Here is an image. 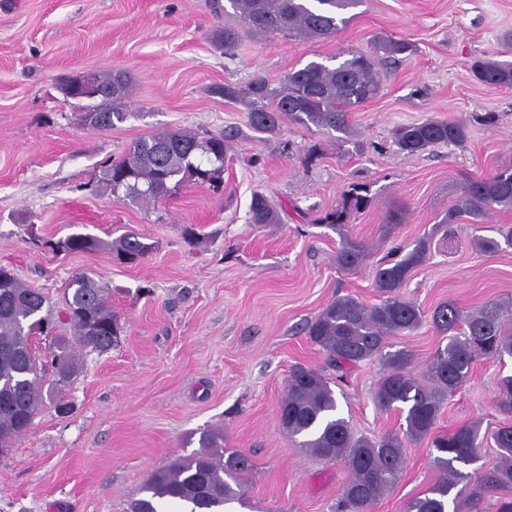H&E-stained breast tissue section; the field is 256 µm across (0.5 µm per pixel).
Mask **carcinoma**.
<instances>
[{
    "label": "carcinoma",
    "instance_id": "1",
    "mask_svg": "<svg viewBox=\"0 0 512 512\" xmlns=\"http://www.w3.org/2000/svg\"><path fill=\"white\" fill-rule=\"evenodd\" d=\"M238 25L224 24L213 33L214 42L233 52L240 39L239 28L253 35L293 34L304 40L327 38L353 16L347 12L362 0H229ZM377 49L389 56L404 54L410 46L403 40L382 39ZM474 76L482 82L512 87V63L477 61ZM100 95L89 99L86 115L79 117L87 128L109 129L121 121L119 111L129 95L126 74L114 70L95 76ZM380 75L370 54L354 55L338 63L310 61L288 73L277 88L256 76L247 83L226 82L217 90L227 101L247 107L248 122L259 134H275L286 120L314 126L319 131L353 134L349 113L374 98ZM462 122L426 119L401 125L395 142L409 154L436 145H459L466 140ZM229 137L203 135L194 129H165L130 144L125 155L103 169L102 187L134 204L166 198L186 183L218 185L223 181L224 156ZM371 199L361 186L344 194L342 203L320 219L343 236L336 255L342 269L358 266L364 246L343 235L352 210L367 208ZM496 208H512V166L481 178L468 179L458 203L448 209L444 223H456L466 214L482 224ZM277 206L263 193L252 194L249 223L278 224ZM502 240L473 236L472 248L495 253L501 245L512 246V228L500 232ZM58 252H106L123 263L145 258L153 245L134 233L111 240L74 232L51 244ZM430 241L419 239L413 248H398L374 270L378 304L369 305L352 295L328 302L306 325V335L324 356L318 368L296 366L288 379L279 405V422L290 436L305 437L302 447L315 456L341 462L349 476L336 499L334 512H374L380 498L394 487L402 473L404 440H431L433 458L441 476L423 495L406 502L404 512H485L488 497H495L494 512H512V424L497 427L491 439L498 462L475 480L467 479L455 464L474 461L480 447L481 424L471 422L446 432L434 431L445 400L468 380L473 364L480 360L512 358V309L496 302L464 311L454 301L439 303L425 312L404 298L400 290L415 268L423 264ZM429 322L448 343L436 350L426 381L412 374V354L404 349L384 353L390 336L404 335ZM69 333L57 332V324ZM122 327L105 288L91 272L73 275L64 293V307L52 313L46 294L21 282L13 272L0 267V448H10L31 426L44 404L43 384L52 376L55 388L78 373L82 351L106 354L118 343ZM52 337L44 357L35 355L31 336ZM382 360L385 373L374 394L381 409L396 408L405 414V438L397 434L358 436L345 418L336 415L333 381H342L359 364ZM497 404L512 412V375L499 380ZM252 460L238 451L224 449V437L209 432L200 438V450L152 472L135 500L131 512H229L241 502L240 487L253 472ZM461 490H456L460 483Z\"/></svg>",
    "mask_w": 512,
    "mask_h": 512
}]
</instances>
